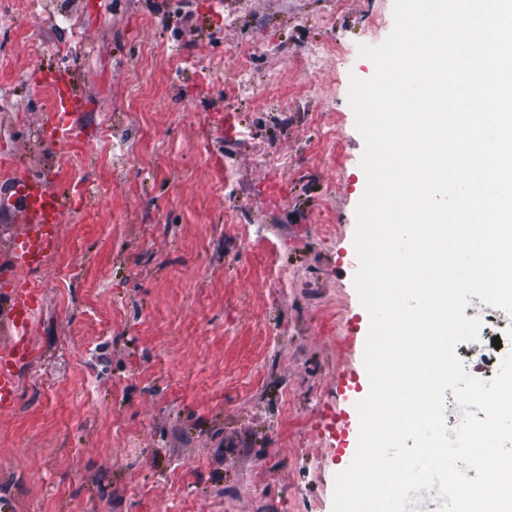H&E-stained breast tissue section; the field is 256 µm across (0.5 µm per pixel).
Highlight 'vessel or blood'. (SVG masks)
Returning <instances> with one entry per match:
<instances>
[{
	"mask_svg": "<svg viewBox=\"0 0 512 512\" xmlns=\"http://www.w3.org/2000/svg\"><path fill=\"white\" fill-rule=\"evenodd\" d=\"M81 101L63 88L57 90L45 124L53 139L66 141L75 131ZM0 205L16 210L22 232L10 248L6 283L0 285V312L6 317L7 334L0 340V413L13 410L21 389V375L38 358L32 330L44 306L46 291L36 275L59 250L58 228L66 210V198L44 181L18 179L11 195Z\"/></svg>",
	"mask_w": 512,
	"mask_h": 512,
	"instance_id": "b4317fda",
	"label": "vessel or blood"
}]
</instances>
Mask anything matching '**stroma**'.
Returning a JSON list of instances; mask_svg holds the SVG:
<instances>
[{
    "label": "stroma",
    "instance_id": "stroma-1",
    "mask_svg": "<svg viewBox=\"0 0 512 512\" xmlns=\"http://www.w3.org/2000/svg\"><path fill=\"white\" fill-rule=\"evenodd\" d=\"M394 0H0V193H68L41 364L0 414V512H332L373 76ZM73 140L42 115L52 78ZM467 342L488 379L486 304ZM71 76L67 71L58 74L55 80L57 92L54 97L52 108L46 113L45 125L50 131V135L57 141H67L73 137L75 131V119L82 110L81 101L64 90L59 88L60 83H67Z\"/></svg>",
    "mask_w": 512,
    "mask_h": 512
}]
</instances>
